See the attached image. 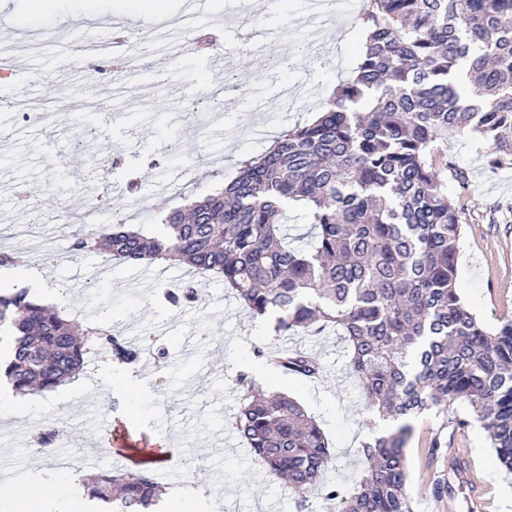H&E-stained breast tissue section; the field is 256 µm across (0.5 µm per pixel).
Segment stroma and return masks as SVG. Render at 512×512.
Masks as SVG:
<instances>
[{
    "mask_svg": "<svg viewBox=\"0 0 512 512\" xmlns=\"http://www.w3.org/2000/svg\"><path fill=\"white\" fill-rule=\"evenodd\" d=\"M253 2L258 12L240 18L249 41L221 45L230 63L213 69L193 46L174 53L159 28L179 22L182 0L160 12L152 0H0V17L42 33L40 48L29 53L28 81L12 77L0 85L7 99L0 105L5 246L25 267L48 249L39 271L51 286L39 298L76 325L96 319L125 341L168 352L162 363L135 368L151 386L148 400L134 385L114 392L99 359L55 391L20 399L0 420V483L23 488L53 477L70 489L72 512H103L104 503L88 493V480L138 468L139 461L124 448L94 453L91 443L103 423H120L137 403L144 419L133 439L154 443L174 434L182 454L200 460L196 504L188 512H297L283 482L254 460L235 431L242 373L295 398L316 419L332 454L328 482L352 484L365 467L360 444L369 416L339 330L277 340L221 277L200 276L185 264L125 262L112 264L103 278L98 251L72 248L88 211L106 228L123 224L163 235L153 218L156 207L179 208L214 194L284 130L315 120L336 86L353 77L365 0H350L348 13L319 21L335 45L327 58L307 34L305 0H286L275 14L264 11L265 0ZM120 17L139 39L136 71L114 73L103 53L99 73L83 51L60 53L63 45L108 41L104 23ZM74 20L80 31L72 30ZM35 106L47 120L27 119ZM441 152L464 175L447 183L448 200L463 219L457 288L491 328L512 313V157L458 132L443 136ZM132 179L140 186L133 197L125 190ZM186 283L196 285L200 301L164 297L165 289ZM282 346L314 355L319 376L259 373L264 353ZM30 403L40 406L39 418L27 412ZM39 419L65 431L62 445L46 456L35 455L31 445ZM407 456L415 512H500V497L512 488L486 431L461 404L415 419ZM457 461L470 472L453 473ZM444 483L450 491L435 494Z\"/></svg>",
    "mask_w": 512,
    "mask_h": 512,
    "instance_id": "35a3bbf8",
    "label": "stroma"
}]
</instances>
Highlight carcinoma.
I'll use <instances>...</instances> for the list:
<instances>
[{"label": "carcinoma", "instance_id": "cac0c4a2", "mask_svg": "<svg viewBox=\"0 0 512 512\" xmlns=\"http://www.w3.org/2000/svg\"><path fill=\"white\" fill-rule=\"evenodd\" d=\"M363 52L311 123L297 124L213 195L156 213L167 229L149 237L119 224L86 225L78 248L114 261L185 263L219 274L276 336L338 327L351 348L348 367L368 410L399 423L363 442L367 461L352 487L324 480L326 437L304 407L266 393L242 374L235 428L255 459L281 476L304 512L320 493L336 512H413L408 494L411 421L455 403L468 405L488 433L500 467L512 475V318L488 331L456 288L461 212L448 203V163L438 145L449 131L501 147L512 139V0H367L359 17ZM464 70L470 101L448 76ZM304 208L311 249L292 246L279 219ZM13 342L4 377L13 392L49 393L84 371L95 349L137 364L144 349L100 322L78 335L61 311L25 289L0 291V329ZM284 373L319 375L297 349L267 356ZM60 430L41 427L46 454ZM117 512H151V470L102 476L91 494Z\"/></svg>", "mask_w": 512, "mask_h": 512}]
</instances>
